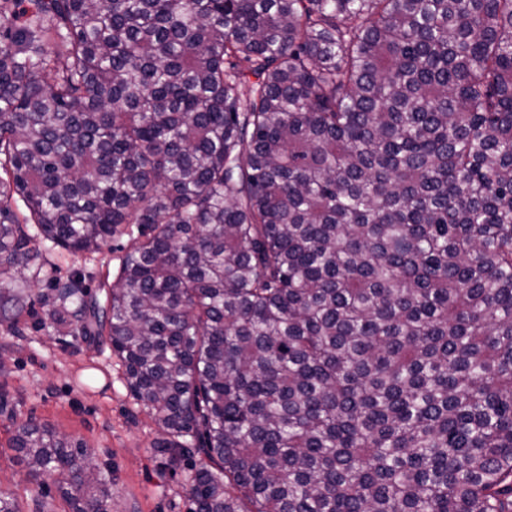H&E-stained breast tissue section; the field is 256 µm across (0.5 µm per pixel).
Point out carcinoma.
<instances>
[{
  "instance_id": "obj_1",
  "label": "carcinoma",
  "mask_w": 512,
  "mask_h": 512,
  "mask_svg": "<svg viewBox=\"0 0 512 512\" xmlns=\"http://www.w3.org/2000/svg\"><path fill=\"white\" fill-rule=\"evenodd\" d=\"M123 238L102 299L18 283ZM31 321L204 454L189 512H512V0H0V325ZM9 447L112 512L85 443Z\"/></svg>"
}]
</instances>
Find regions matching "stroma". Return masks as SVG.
<instances>
[{"label":"stroma","instance_id":"1","mask_svg":"<svg viewBox=\"0 0 512 512\" xmlns=\"http://www.w3.org/2000/svg\"><path fill=\"white\" fill-rule=\"evenodd\" d=\"M40 275L23 271L33 295L46 293L56 274L79 268L91 290L103 280L117 281L119 262L110 248L83 259L43 245ZM0 383L10 392L0 411V488L13 491L22 512H33L31 486L8 441L29 419L52 425L93 448V463L112 474V512H188L185 476L199 457L178 468L165 465L155 451L163 435L146 409L135 404L108 345L79 344L43 329L16 336L0 326Z\"/></svg>","mask_w":512,"mask_h":512}]
</instances>
